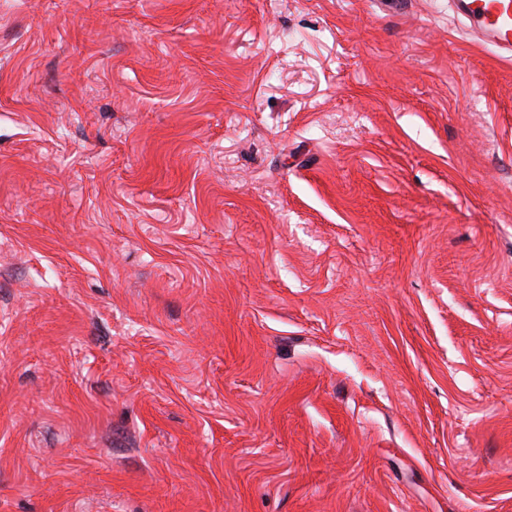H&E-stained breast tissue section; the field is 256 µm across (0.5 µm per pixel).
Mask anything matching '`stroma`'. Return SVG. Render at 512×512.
I'll use <instances>...</instances> for the list:
<instances>
[{
  "instance_id": "1",
  "label": "stroma",
  "mask_w": 512,
  "mask_h": 512,
  "mask_svg": "<svg viewBox=\"0 0 512 512\" xmlns=\"http://www.w3.org/2000/svg\"><path fill=\"white\" fill-rule=\"evenodd\" d=\"M0 512H512V61L449 0H0Z\"/></svg>"
}]
</instances>
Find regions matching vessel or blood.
<instances>
[{
	"mask_svg": "<svg viewBox=\"0 0 512 512\" xmlns=\"http://www.w3.org/2000/svg\"><path fill=\"white\" fill-rule=\"evenodd\" d=\"M479 41L502 58L512 57V0H453Z\"/></svg>",
	"mask_w": 512,
	"mask_h": 512,
	"instance_id": "b4317fda",
	"label": "vessel or blood"
}]
</instances>
